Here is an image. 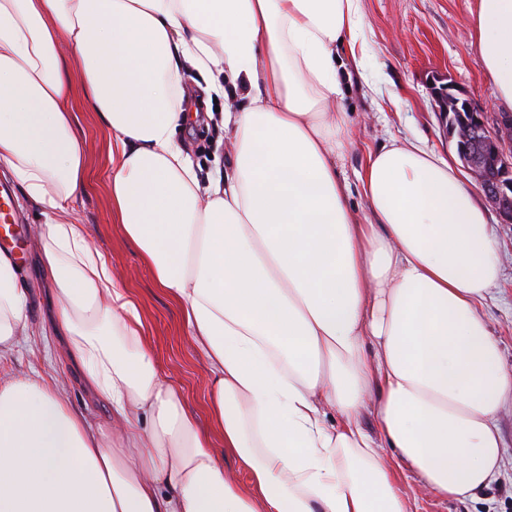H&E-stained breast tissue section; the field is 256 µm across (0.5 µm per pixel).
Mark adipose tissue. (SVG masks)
I'll list each match as a JSON object with an SVG mask.
<instances>
[{"label": "adipose tissue", "instance_id": "ef3b65f1", "mask_svg": "<svg viewBox=\"0 0 512 512\" xmlns=\"http://www.w3.org/2000/svg\"><path fill=\"white\" fill-rule=\"evenodd\" d=\"M471 16L512 104V0ZM362 34V0H0V169L45 218L54 322L112 410L109 428L88 423L38 372L0 384V512H412L401 477L460 501L501 477L512 373L481 313L501 254L472 185L415 141L370 152L368 211L350 206L349 118L329 105L365 70ZM190 71L223 97L233 145L205 184L178 140ZM79 100L108 133L112 212L183 310L247 483L89 244ZM26 320L0 253V352Z\"/></svg>", "mask_w": 512, "mask_h": 512}]
</instances>
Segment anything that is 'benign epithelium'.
Segmentation results:
<instances>
[{"instance_id":"7a95c632","label":"benign epithelium","mask_w":512,"mask_h":512,"mask_svg":"<svg viewBox=\"0 0 512 512\" xmlns=\"http://www.w3.org/2000/svg\"><path fill=\"white\" fill-rule=\"evenodd\" d=\"M432 95L443 123L453 111L468 113L464 126L457 134H448V139L503 223L512 224V114L491 116L487 107L449 83L433 86ZM473 140L480 143L477 154L469 148Z\"/></svg>"}]
</instances>
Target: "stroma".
<instances>
[{
	"mask_svg": "<svg viewBox=\"0 0 512 512\" xmlns=\"http://www.w3.org/2000/svg\"><path fill=\"white\" fill-rule=\"evenodd\" d=\"M368 67L365 78H353L344 95L334 102L347 113L352 144L342 170L350 185V202L366 208L357 174L370 151L392 139H419L438 156L456 158L455 145L442 125L432 96L434 80L450 83L491 112L505 111L487 80L472 45L470 11L475 0H362ZM77 135L86 150L89 187L74 203L88 229L91 247L103 255L120 278V286L137 302L144 332L158 369L182 391L185 407L200 425H207L205 397L208 377L202 362L186 340L179 307L158 287L138 249L112 218L109 183L108 134L84 102L75 105ZM192 158L200 181L226 166L232 148L224 131L210 120L199 121L179 135ZM9 184L22 221L13 225V249L28 299V341L25 346L0 354V380L37 370L64 382L72 406L91 424L106 425L109 408L85 386L75 365L56 340L46 319L48 296L45 274L38 259L37 226L44 217L27 202L19 182L0 173ZM490 222L498 239L503 265L500 288L483 308L493 336L499 341L504 363L512 371V224L502 223L497 212ZM504 455L510 464L497 484L479 500L459 504L422 495L416 484L403 480L408 497L417 501V512H512V406L498 417Z\"/></svg>",
	"mask_w": 512,
	"mask_h": 512,
	"instance_id": "1",
	"label": "stroma"
}]
</instances>
